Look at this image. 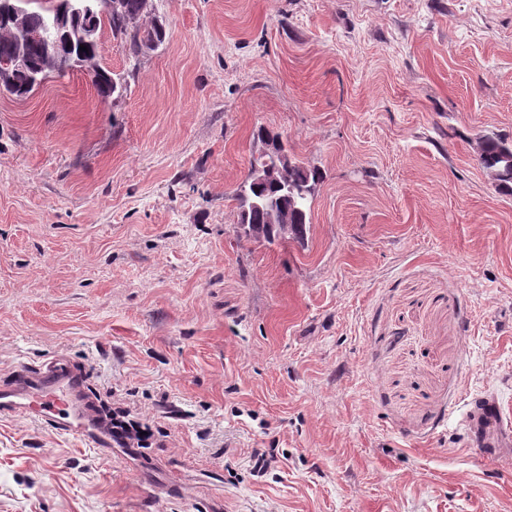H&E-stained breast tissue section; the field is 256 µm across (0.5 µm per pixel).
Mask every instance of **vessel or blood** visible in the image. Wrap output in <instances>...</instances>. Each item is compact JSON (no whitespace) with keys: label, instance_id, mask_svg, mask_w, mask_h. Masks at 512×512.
<instances>
[{"label":"vessel or blood","instance_id":"1","mask_svg":"<svg viewBox=\"0 0 512 512\" xmlns=\"http://www.w3.org/2000/svg\"><path fill=\"white\" fill-rule=\"evenodd\" d=\"M22 412L63 432L83 437L96 448L111 447L82 404L74 381L57 364H48L36 383L0 389V416Z\"/></svg>","mask_w":512,"mask_h":512}]
</instances>
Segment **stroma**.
Instances as JSON below:
<instances>
[{"label": "stroma", "mask_w": 512, "mask_h": 512, "mask_svg": "<svg viewBox=\"0 0 512 512\" xmlns=\"http://www.w3.org/2000/svg\"><path fill=\"white\" fill-rule=\"evenodd\" d=\"M157 19L136 62L101 29L117 99L0 94V389L84 367L156 443L0 417V512H512V190L479 163L512 140V0ZM263 128L323 174L305 243L239 228Z\"/></svg>", "instance_id": "obj_1"}]
</instances>
